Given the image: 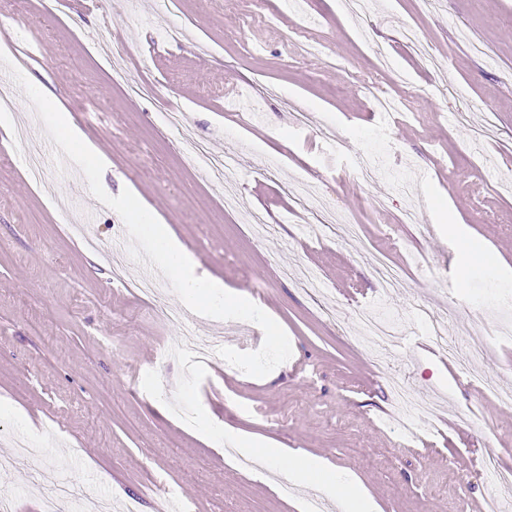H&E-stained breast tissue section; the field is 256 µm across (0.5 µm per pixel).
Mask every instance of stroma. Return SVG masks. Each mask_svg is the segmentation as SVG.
<instances>
[{"mask_svg":"<svg viewBox=\"0 0 512 512\" xmlns=\"http://www.w3.org/2000/svg\"><path fill=\"white\" fill-rule=\"evenodd\" d=\"M0 0V27L32 50L24 75L111 161L110 194L130 190L195 258L196 275L267 308L292 346L255 378L223 358L162 349L185 331H224L254 351L239 321L183 310L167 281L159 306L112 280L103 249L127 241L120 216L90 193L54 148L10 71L17 109L0 119V456L15 439L53 446L0 468L14 512H42L67 481L65 512L108 504L159 512H299L315 497L281 495L278 471L241 472L226 432L255 447L288 448L355 473L380 512H481L496 492L482 473L488 449L512 471V404L480 377L512 390V0ZM180 25L183 38L162 30ZM477 43L482 53L473 54ZM120 67L157 92L130 98ZM291 98L310 114L289 124ZM182 112L191 136L224 160L213 179L169 137ZM41 148L44 180L28 175L14 135ZM376 168L357 178L361 159ZM236 208H225L226 198ZM309 206H301L300 198ZM89 213L102 250L87 249L61 218ZM418 213L403 222L405 211ZM349 221L324 228L328 214ZM475 246L462 250V240ZM383 257L404 280L386 292ZM367 309L401 331L377 349L356 320ZM490 346L456 378L432 323ZM165 381L168 396L155 392ZM416 404L419 437L404 442L393 386ZM186 404L193 423L176 417Z\"/></svg>","mask_w":512,"mask_h":512,"instance_id":"35a3bbf8","label":"stroma"}]
</instances>
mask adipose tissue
<instances>
[{
  "instance_id": "obj_1",
  "label": "adipose tissue",
  "mask_w": 512,
  "mask_h": 512,
  "mask_svg": "<svg viewBox=\"0 0 512 512\" xmlns=\"http://www.w3.org/2000/svg\"><path fill=\"white\" fill-rule=\"evenodd\" d=\"M258 459L278 467L288 480L299 486H311L335 494L341 512H375L376 504L362 489L357 476L325 460L278 448L261 449Z\"/></svg>"
}]
</instances>
